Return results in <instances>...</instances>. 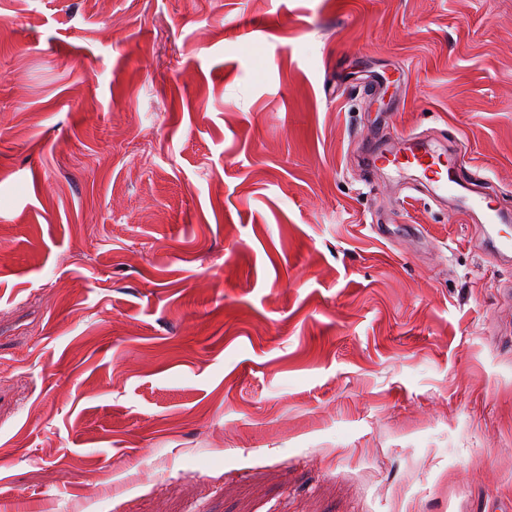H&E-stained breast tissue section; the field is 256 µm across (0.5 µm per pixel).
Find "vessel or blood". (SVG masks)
Masks as SVG:
<instances>
[{"instance_id":"obj_1","label":"vessel or blood","mask_w":512,"mask_h":512,"mask_svg":"<svg viewBox=\"0 0 512 512\" xmlns=\"http://www.w3.org/2000/svg\"><path fill=\"white\" fill-rule=\"evenodd\" d=\"M458 157L453 153L437 151L426 142L410 138L400 146L379 157L380 166H409L421 171L427 188L432 195L445 194L459 198L466 212H483L490 223L507 224L512 222V214L495 209L483 195L478 194L474 186L457 181L453 177V168Z\"/></svg>"}]
</instances>
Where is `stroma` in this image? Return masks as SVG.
<instances>
[{"label": "stroma", "mask_w": 512, "mask_h": 512, "mask_svg": "<svg viewBox=\"0 0 512 512\" xmlns=\"http://www.w3.org/2000/svg\"><path fill=\"white\" fill-rule=\"evenodd\" d=\"M512 0H0V512H512ZM458 154L448 151L438 152L429 147L426 142L416 138L404 140L400 146L380 156L376 162L377 169L389 165L415 167L422 172L426 187L432 196L451 194L460 199V204L469 213L480 210L485 213L491 224H510L508 212H499L483 195L478 194L475 187L469 183L459 182L453 177L454 164Z\"/></svg>", "instance_id": "obj_1"}]
</instances>
